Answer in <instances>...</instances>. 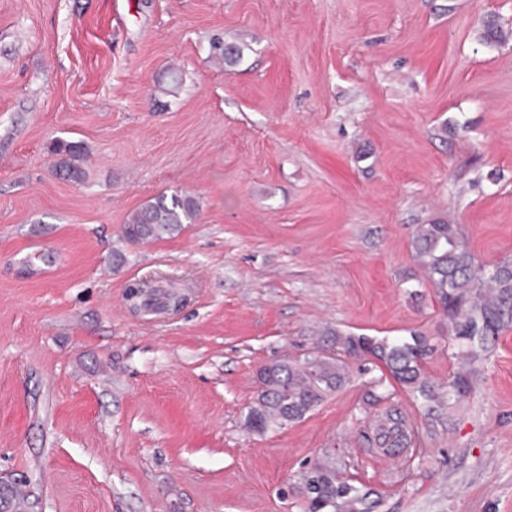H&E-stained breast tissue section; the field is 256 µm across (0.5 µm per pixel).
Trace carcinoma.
I'll return each mask as SVG.
<instances>
[{
	"label": "carcinoma",
	"instance_id": "obj_1",
	"mask_svg": "<svg viewBox=\"0 0 512 512\" xmlns=\"http://www.w3.org/2000/svg\"><path fill=\"white\" fill-rule=\"evenodd\" d=\"M213 54L224 65L235 66L242 49L219 41ZM55 172L75 182L86 178L83 167L86 148L80 142L60 141L51 148ZM197 199L183 193H161L144 203L124 225V237L132 243L157 241L178 234L199 214ZM412 246L415 258L426 271L440 304L448 315L452 335L484 342L512 324V265L492 268L478 264L458 225L446 222L416 226ZM328 347L318 346L300 358H281L257 371L260 385L247 424L257 431L281 428L302 420L349 379L346 358L369 357L379 363L390 377L427 403L428 410L439 412L445 399L454 400L468 387L467 379L448 380L444 393L422 369L428 350L426 339L418 333L410 339L376 338L342 334L326 329ZM363 403L370 408L363 423L378 448H409L417 432L399 402L369 390ZM306 512H371L376 502L340 477L336 463L319 464L305 473L299 485Z\"/></svg>",
	"mask_w": 512,
	"mask_h": 512
}]
</instances>
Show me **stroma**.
<instances>
[{
	"mask_svg": "<svg viewBox=\"0 0 512 512\" xmlns=\"http://www.w3.org/2000/svg\"><path fill=\"white\" fill-rule=\"evenodd\" d=\"M512 0H0V482L10 512H304L330 459L376 512H512V325L450 336L413 259L458 225L512 263ZM240 45L233 67L214 39ZM84 143L87 178L55 174ZM200 214L123 237L160 193ZM165 280L183 300L128 296ZM331 328L425 336L428 412L365 358L301 421L246 417L256 372ZM418 432L388 457L359 432L366 384ZM55 157V172L75 182L84 181L86 171L83 167L86 148L81 142L60 141L51 148Z\"/></svg>",
	"mask_w": 512,
	"mask_h": 512,
	"instance_id": "35a3bbf8",
	"label": "stroma"
}]
</instances>
